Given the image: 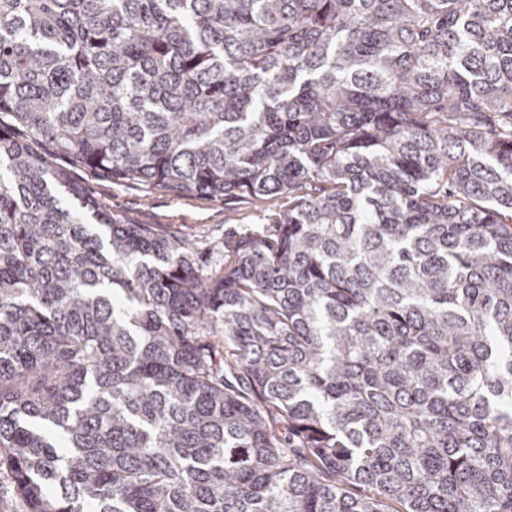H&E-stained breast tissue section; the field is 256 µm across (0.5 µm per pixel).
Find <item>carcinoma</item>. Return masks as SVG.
<instances>
[{"mask_svg":"<svg viewBox=\"0 0 512 512\" xmlns=\"http://www.w3.org/2000/svg\"><path fill=\"white\" fill-rule=\"evenodd\" d=\"M40 143L288 209L204 270ZM3 466L28 512H512V0H0Z\"/></svg>","mask_w":512,"mask_h":512,"instance_id":"obj_1","label":"carcinoma"}]
</instances>
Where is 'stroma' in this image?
I'll return each instance as SVG.
<instances>
[{"label": "stroma", "mask_w": 512, "mask_h": 512, "mask_svg": "<svg viewBox=\"0 0 512 512\" xmlns=\"http://www.w3.org/2000/svg\"><path fill=\"white\" fill-rule=\"evenodd\" d=\"M54 164L69 169L73 181L125 223L169 224L193 234L197 239L198 261L203 267L220 263L225 240L259 229L269 216L288 205L284 197L228 201L196 195L178 197L69 168L62 157L55 158Z\"/></svg>", "instance_id": "35a3bbf8"}]
</instances>
